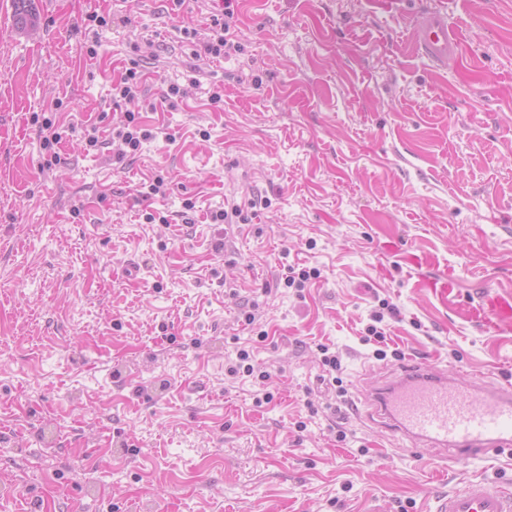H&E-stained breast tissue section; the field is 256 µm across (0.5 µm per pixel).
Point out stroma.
<instances>
[{"instance_id":"35a3bbf8","label":"stroma","mask_w":512,"mask_h":512,"mask_svg":"<svg viewBox=\"0 0 512 512\" xmlns=\"http://www.w3.org/2000/svg\"><path fill=\"white\" fill-rule=\"evenodd\" d=\"M30 6L21 29L0 0V512H420L470 478L512 481L507 456L444 462L370 420L395 360L364 340L385 299L403 358L512 380V320L484 310L487 289L512 296V0H237L241 50L214 69L181 33L214 0ZM431 8L462 39L444 68L413 48ZM95 10L112 18L97 35ZM133 66L154 137L119 162L110 90ZM173 82L183 100L161 105ZM58 99L47 168L37 119ZM157 174L165 194L142 196ZM245 197L248 223H213ZM292 266L320 276L296 293ZM247 344L270 402L227 372ZM319 350L323 355L321 358L323 372L331 377V384L336 389V396L342 401L347 396V389L343 386V380L339 376H333V373L336 374L341 370L339 357L336 353H329V347L326 345H320Z\"/></svg>"}]
</instances>
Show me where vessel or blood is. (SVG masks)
Returning <instances> with one entry per match:
<instances>
[{"label": "vessel or blood", "mask_w": 512, "mask_h": 512, "mask_svg": "<svg viewBox=\"0 0 512 512\" xmlns=\"http://www.w3.org/2000/svg\"><path fill=\"white\" fill-rule=\"evenodd\" d=\"M414 47L435 63L457 57L462 43L435 9L416 26ZM371 414L413 447L426 446L440 455L458 448L502 452L512 447V386L487 385L449 376L423 362H403L391 379L375 383L369 393ZM428 512H512V487L472 479L435 499Z\"/></svg>", "instance_id": "b4317fda"}]
</instances>
